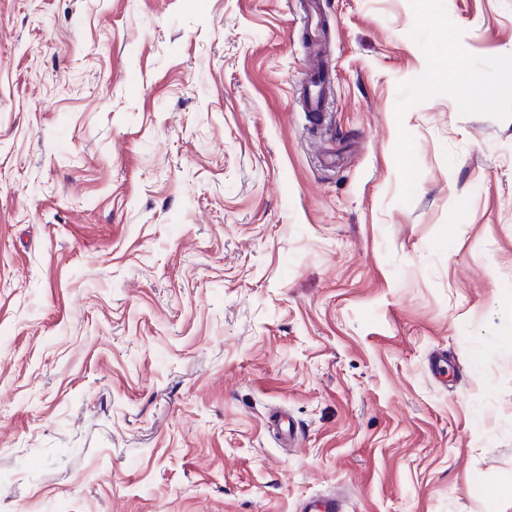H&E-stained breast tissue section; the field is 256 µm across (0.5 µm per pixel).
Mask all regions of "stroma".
I'll use <instances>...</instances> for the list:
<instances>
[{"label": "stroma", "instance_id": "1", "mask_svg": "<svg viewBox=\"0 0 512 512\" xmlns=\"http://www.w3.org/2000/svg\"><path fill=\"white\" fill-rule=\"evenodd\" d=\"M319 13L0 0V512H512V0ZM347 509L343 496L335 491L312 497L300 507L302 512H347Z\"/></svg>", "mask_w": 512, "mask_h": 512}]
</instances>
